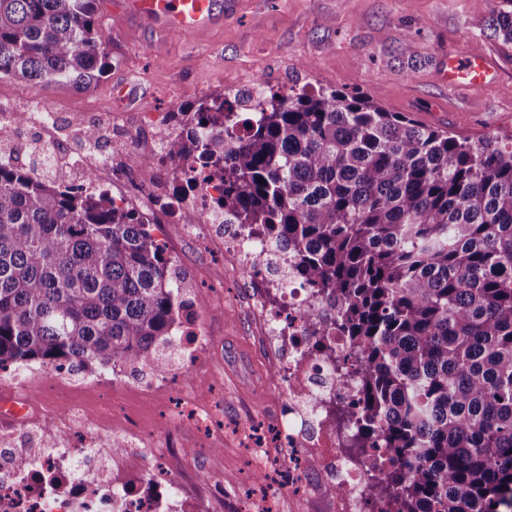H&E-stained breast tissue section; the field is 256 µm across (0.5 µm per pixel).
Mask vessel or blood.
Returning a JSON list of instances; mask_svg holds the SVG:
<instances>
[{"mask_svg": "<svg viewBox=\"0 0 512 512\" xmlns=\"http://www.w3.org/2000/svg\"><path fill=\"white\" fill-rule=\"evenodd\" d=\"M127 5L134 15L177 32L206 28L219 16L217 0H127ZM490 73L491 66L484 57L451 56L443 63L440 78L451 87L480 85Z\"/></svg>", "mask_w": 512, "mask_h": 512, "instance_id": "obj_1", "label": "vessel or blood"}]
</instances>
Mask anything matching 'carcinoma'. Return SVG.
Listing matches in <instances>:
<instances>
[{
  "label": "carcinoma",
  "mask_w": 512,
  "mask_h": 512,
  "mask_svg": "<svg viewBox=\"0 0 512 512\" xmlns=\"http://www.w3.org/2000/svg\"><path fill=\"white\" fill-rule=\"evenodd\" d=\"M96 0H0V78L88 89L112 57ZM491 36L512 44V7ZM207 96L157 158L200 162L217 205L295 259L357 349L352 448H379L394 512H512V133L424 125L368 95ZM152 222L104 191L0 159V370L31 362L165 373L185 291Z\"/></svg>",
  "instance_id": "cac0c4a2"
}]
</instances>
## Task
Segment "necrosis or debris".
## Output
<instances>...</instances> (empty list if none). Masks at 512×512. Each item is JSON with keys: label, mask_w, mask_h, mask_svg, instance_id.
<instances>
[{"label": "necrosis or debris", "mask_w": 512, "mask_h": 512, "mask_svg": "<svg viewBox=\"0 0 512 512\" xmlns=\"http://www.w3.org/2000/svg\"><path fill=\"white\" fill-rule=\"evenodd\" d=\"M112 182L120 187L117 203L167 223H179L183 211H196L200 220L190 230L205 250L223 255L226 270L250 277L257 304L254 356L273 360V384L286 404L277 416L285 430L280 450L259 448L256 456L270 462L289 455V494L305 497L314 489L325 490L323 512H379L367 494L365 455L350 447L347 430L323 422L328 401L356 399L353 373L342 366L352 355L345 339L331 337L333 351L327 354L312 336L313 323L329 322L333 302L302 282L282 280L266 240L242 225L225 223L223 214L213 211L216 181L201 179L186 187L180 170L166 163L134 179L125 169H113ZM83 452L80 446L43 452L28 470L15 467L9 454L0 455V512H180L175 494L147 496L111 480L70 481L74 460ZM339 482L345 492L331 494L330 486Z\"/></svg>", "instance_id": "obj_1"}]
</instances>
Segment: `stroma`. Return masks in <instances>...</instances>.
I'll use <instances>...</instances> for the list:
<instances>
[{
    "instance_id": "stroma-1",
    "label": "stroma",
    "mask_w": 512,
    "mask_h": 512,
    "mask_svg": "<svg viewBox=\"0 0 512 512\" xmlns=\"http://www.w3.org/2000/svg\"><path fill=\"white\" fill-rule=\"evenodd\" d=\"M501 0H233L211 26L194 34L169 33L130 14L121 0H97L95 24L112 56L111 69L92 88L76 91L22 80L0 79V97L16 111L31 109L39 98L58 112L86 113L102 132L103 144L85 145L79 131L68 133L72 151L99 165L96 181L108 185L115 167L133 159L112 150V117L136 128L145 112H177L204 96L227 99L263 84L271 92L337 89L368 94L392 112L419 122L479 137L512 130V44L489 38L487 24ZM488 58L487 82L454 88L439 79L447 55ZM176 272L190 286L198 306L196 343H216L224 365L203 360L193 366L191 383L170 382L152 391L150 374L123 371L112 397L95 387L99 371L62 379L55 405L70 409V425L22 428L8 438L10 447L30 450L32 434L44 448H68L98 437L96 423L113 418L105 445L94 443L88 470L133 486H145L153 470L154 448L167 439L186 445L187 453L170 480L195 487L224 481V512H233L250 482L255 462L250 447L274 437L275 398L257 402L250 388L251 328L256 315L249 282L225 272L222 256L205 252L193 239L183 241ZM211 278L197 279L199 266ZM224 306L211 307L215 293ZM204 393L210 413L189 412V389ZM142 426L139 468H130L120 449L129 440L125 425ZM224 429L223 449H213L211 427Z\"/></svg>"
}]
</instances>
